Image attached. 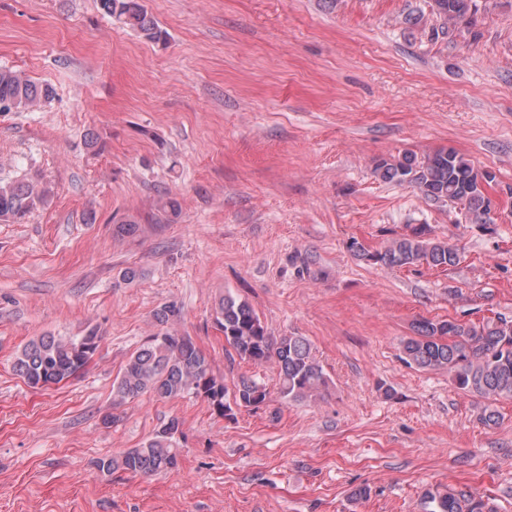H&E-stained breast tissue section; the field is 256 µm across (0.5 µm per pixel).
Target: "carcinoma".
Wrapping results in <instances>:
<instances>
[{
	"label": "carcinoma",
	"instance_id": "carcinoma-1",
	"mask_svg": "<svg viewBox=\"0 0 512 512\" xmlns=\"http://www.w3.org/2000/svg\"><path fill=\"white\" fill-rule=\"evenodd\" d=\"M101 9L122 26L156 40L161 30L142 0H100ZM431 11L446 24L471 28L476 25V0H433ZM52 89L38 85L17 71L0 70V112L27 110L49 98ZM374 173L386 182L407 184L426 198L463 206L475 224L489 221L486 187L495 178L475 168L455 149L439 148L420 158L412 152L381 157ZM51 190L34 176L0 180V223L21 224L26 216L48 201ZM348 248L356 257L389 267L426 264L448 268L459 262L457 249L430 237L425 224L410 227L382 251H369L356 239ZM181 309L176 303L161 306L154 314L160 329L126 360L112 384L113 404L133 402L145 394L161 401L187 396L199 398L221 417L233 407H258L268 395L266 385L252 377H241L233 387L216 375L206 354L173 328ZM215 321L224 333L225 352L256 366L272 363L277 369L278 390L289 402H300L323 394L329 379L303 336H270L259 314L245 299L224 295ZM415 335L403 344L406 361L421 369H446L455 387L485 401L480 421L493 428L500 415L493 404L512 401V318L498 316L478 325L453 320L422 319ZM101 336L95 327L82 336H41L17 354L14 372L32 388L58 385L83 370L99 348ZM180 422L170 419L147 443L98 461L104 472L121 469L133 475L166 474L178 467L177 433ZM430 512H494L483 496L467 489L428 491Z\"/></svg>",
	"mask_w": 512,
	"mask_h": 512
}]
</instances>
